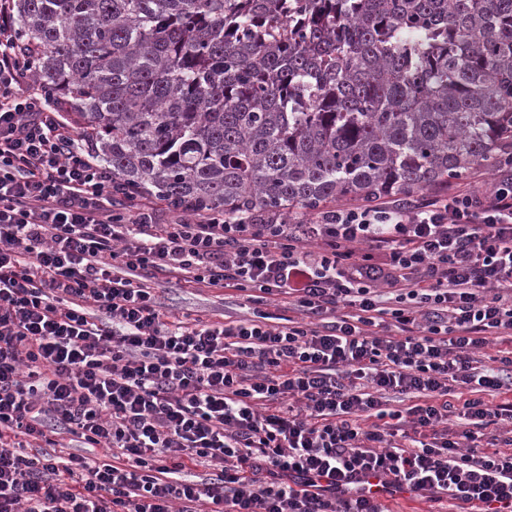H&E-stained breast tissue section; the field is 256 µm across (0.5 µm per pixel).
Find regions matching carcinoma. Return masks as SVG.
I'll list each match as a JSON object with an SVG mask.
<instances>
[{
	"mask_svg": "<svg viewBox=\"0 0 512 512\" xmlns=\"http://www.w3.org/2000/svg\"><path fill=\"white\" fill-rule=\"evenodd\" d=\"M125 195L287 224L512 150V0H12Z\"/></svg>",
	"mask_w": 512,
	"mask_h": 512,
	"instance_id": "carcinoma-1",
	"label": "carcinoma"
}]
</instances>
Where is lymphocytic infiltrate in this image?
Here are the masks:
<instances>
[{
  "mask_svg": "<svg viewBox=\"0 0 512 512\" xmlns=\"http://www.w3.org/2000/svg\"><path fill=\"white\" fill-rule=\"evenodd\" d=\"M11 31L0 0V512H385L350 494L364 474L512 512V451L480 444L512 426L487 401L512 355L483 353L512 339V163L487 192L309 224L128 217ZM159 274L252 314L170 319ZM65 433L109 458L54 454Z\"/></svg>",
  "mask_w": 512,
  "mask_h": 512,
  "instance_id": "lymphocytic-infiltrate-1",
  "label": "lymphocytic infiltrate"
}]
</instances>
